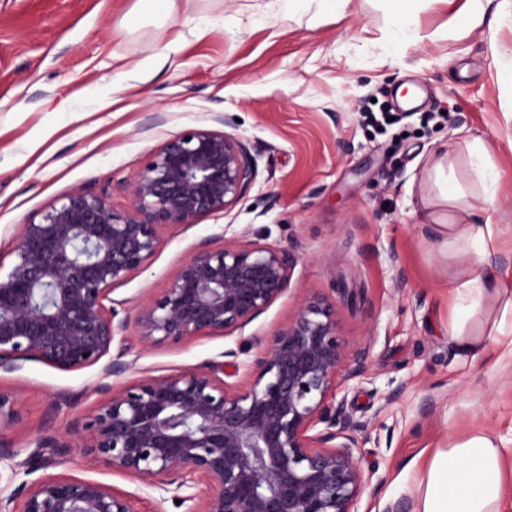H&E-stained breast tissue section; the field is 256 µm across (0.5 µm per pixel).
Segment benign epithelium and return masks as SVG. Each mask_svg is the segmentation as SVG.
<instances>
[{
  "label": "benign epithelium",
  "mask_w": 512,
  "mask_h": 512,
  "mask_svg": "<svg viewBox=\"0 0 512 512\" xmlns=\"http://www.w3.org/2000/svg\"><path fill=\"white\" fill-rule=\"evenodd\" d=\"M252 147L226 131L188 129L169 139L118 187L78 189L19 227L0 274V372L35 359L62 371L98 364L125 344L128 314L104 301L144 271L161 230L223 213L250 191ZM203 240L136 315L144 343L181 345L244 328L282 297L298 256L288 248L220 235ZM253 357L147 378L114 391L91 417V438L40 434L11 477L59 466L77 454L90 470L111 469L149 490L174 494L185 512H357L368 477L346 422L336 420L341 381L361 375L337 332L336 302L307 295L288 324L253 336ZM245 370L232 390L225 368ZM17 394L0 391V423ZM322 429H317L318 425ZM206 494H181L197 483ZM0 512H139L134 496L91 479L49 474L22 481Z\"/></svg>",
  "instance_id": "7a95c632"
}]
</instances>
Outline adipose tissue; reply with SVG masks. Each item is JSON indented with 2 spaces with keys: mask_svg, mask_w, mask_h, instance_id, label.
<instances>
[{
  "mask_svg": "<svg viewBox=\"0 0 512 512\" xmlns=\"http://www.w3.org/2000/svg\"><path fill=\"white\" fill-rule=\"evenodd\" d=\"M441 199L448 206L442 227L448 257L460 264L448 319L455 347L478 355L494 343L512 354V286L491 281L483 271L493 226L470 223L472 205L456 181L446 180ZM502 456L486 431L437 451L417 487L418 512H505Z\"/></svg>",
  "mask_w": 512,
  "mask_h": 512,
  "instance_id": "ef3b65f1",
  "label": "adipose tissue"
}]
</instances>
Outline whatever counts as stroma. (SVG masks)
<instances>
[{
  "mask_svg": "<svg viewBox=\"0 0 512 512\" xmlns=\"http://www.w3.org/2000/svg\"><path fill=\"white\" fill-rule=\"evenodd\" d=\"M466 4L415 0L407 20L425 39L397 51L388 0H351L342 14L321 0H177L171 16L138 0H0V263H11L19 226L53 201L111 189L167 139L228 115V133L259 149L251 191L228 212L164 228L150 267L112 297L136 314L203 238L222 232L293 250L290 288L228 336L146 344L129 327L132 368L113 388L222 360L244 339L277 332L305 294L332 295L345 354L365 366L335 400L369 477L358 512L400 498L417 506L429 458L480 429L502 440L512 505V358L456 357V265L425 220L448 214L434 165L448 158L468 190L469 150L485 148L499 173L496 203L474 199L471 221L497 224L485 271L512 284V0L477 28L441 37ZM372 112L394 119L380 126ZM109 202L121 210L129 200L112 191ZM102 382L98 364L65 372L19 361L0 374V389L17 394L0 442L25 453L36 434L84 429ZM58 471L135 495L140 512H181L78 458Z\"/></svg>",
  "mask_w": 512,
  "mask_h": 512,
  "instance_id": "35a3bbf8",
  "label": "stroma"
}]
</instances>
